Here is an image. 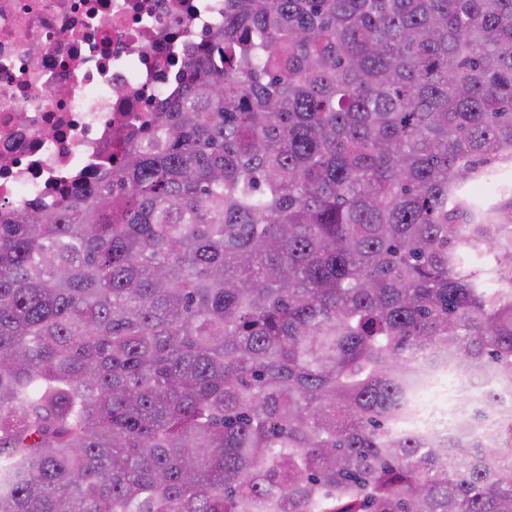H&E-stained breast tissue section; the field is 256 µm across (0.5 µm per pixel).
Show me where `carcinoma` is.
<instances>
[{"instance_id":"carcinoma-1","label":"carcinoma","mask_w":512,"mask_h":512,"mask_svg":"<svg viewBox=\"0 0 512 512\" xmlns=\"http://www.w3.org/2000/svg\"><path fill=\"white\" fill-rule=\"evenodd\" d=\"M506 169L512 0H224L116 168L0 206V512H512ZM441 351L471 455L397 430Z\"/></svg>"}]
</instances>
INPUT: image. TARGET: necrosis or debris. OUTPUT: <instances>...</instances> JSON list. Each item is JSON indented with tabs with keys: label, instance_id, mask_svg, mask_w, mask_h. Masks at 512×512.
Masks as SVG:
<instances>
[{
	"label": "necrosis or debris",
	"instance_id": "1",
	"mask_svg": "<svg viewBox=\"0 0 512 512\" xmlns=\"http://www.w3.org/2000/svg\"><path fill=\"white\" fill-rule=\"evenodd\" d=\"M223 19L224 0H0V206L56 208L120 158ZM435 375L413 425L472 445L476 396L448 355Z\"/></svg>",
	"mask_w": 512,
	"mask_h": 512
}]
</instances>
